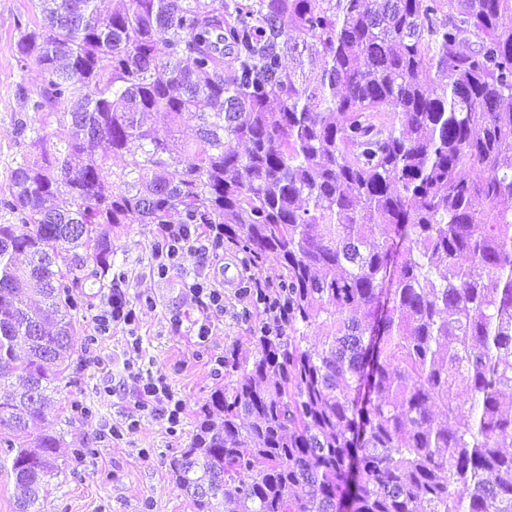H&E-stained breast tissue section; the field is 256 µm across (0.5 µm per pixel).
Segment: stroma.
<instances>
[{
	"instance_id": "35a3bbf8",
	"label": "stroma",
	"mask_w": 512,
	"mask_h": 512,
	"mask_svg": "<svg viewBox=\"0 0 512 512\" xmlns=\"http://www.w3.org/2000/svg\"><path fill=\"white\" fill-rule=\"evenodd\" d=\"M35 0H0V199L10 193V174L30 150L29 138L17 132L19 118L30 113L40 82L34 70H21L16 44L21 32L40 22ZM152 224H130L112 238L109 276L124 277L127 298L137 312L134 325H120L97 337L98 362H88V338L94 335L95 317L104 305L105 291L84 288L73 336L70 381L61 383L54 407L41 430L58 432L65 452L94 448L96 459L84 465L69 463L51 486L44 512H193L190 500L169 471L168 461L186 448L199 407L223 385L214 360L226 348L238 347L252 357L251 320L245 318L240 290L245 268L232 248L214 262L210 279L224 290V313L212 316L211 332L199 339L201 310L184 294L200 270L194 252L182 255L166 277L155 269ZM95 336V335H94ZM161 371L176 397L184 403L183 424L176 435L149 414L123 439L109 435L113 424L124 422L131 410L123 393L106 395V386L118 383L126 364ZM81 402L92 410L84 417L73 411Z\"/></svg>"
}]
</instances>
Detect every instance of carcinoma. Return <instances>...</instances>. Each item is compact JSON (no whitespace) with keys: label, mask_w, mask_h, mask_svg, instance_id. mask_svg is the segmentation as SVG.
I'll use <instances>...</instances> for the list:
<instances>
[{"label":"carcinoma","mask_w":512,"mask_h":512,"mask_svg":"<svg viewBox=\"0 0 512 512\" xmlns=\"http://www.w3.org/2000/svg\"><path fill=\"white\" fill-rule=\"evenodd\" d=\"M38 8L32 152L0 202L16 512L66 466L32 427L71 367L73 266L97 281L134 223L221 224L264 283L252 362L224 351L169 462L195 512H512V0Z\"/></svg>","instance_id":"obj_1"}]
</instances>
